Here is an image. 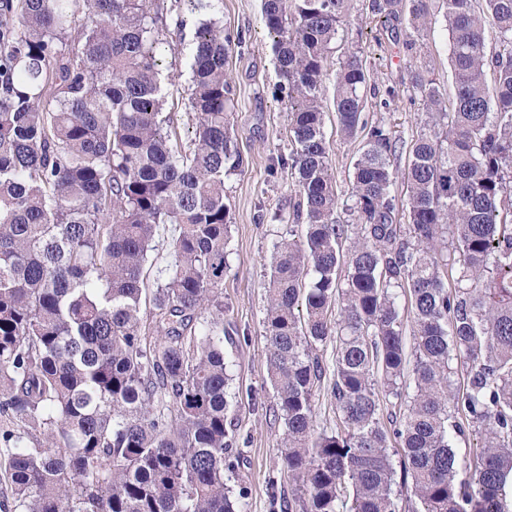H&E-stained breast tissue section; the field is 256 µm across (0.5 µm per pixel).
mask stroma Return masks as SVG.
I'll use <instances>...</instances> for the list:
<instances>
[{
	"label": "stroma",
	"mask_w": 512,
	"mask_h": 512,
	"mask_svg": "<svg viewBox=\"0 0 512 512\" xmlns=\"http://www.w3.org/2000/svg\"><path fill=\"white\" fill-rule=\"evenodd\" d=\"M164 6L165 31L159 52L169 76L164 83L166 109L172 112L177 131L184 137L190 124L185 112V47L193 39L197 16L188 10L187 0H165ZM261 10L262 0H223L225 32L242 37L241 44L232 47L228 72L236 92L234 135L245 163L242 173L225 181L231 217L229 269L223 288L224 326L232 338L224 346L232 377L228 417L242 450L229 484L245 490L247 512H284L283 503L292 496V484L280 455L284 426L275 412L267 376L262 321L273 244L288 233L287 225L274 220L273 214L288 206L292 178L290 169L277 163L280 155L290 151L287 114L279 99L280 77ZM179 18L184 21L180 27L175 24ZM410 31L408 19L384 27L369 12L368 0H350L344 39L329 61L330 67H337L345 49H363L370 85L395 91L387 105L380 97H368L365 115L369 122L391 128L407 144L428 120L410 83V57L405 49ZM422 42L432 78L445 93H452L448 31L439 0L429 4ZM325 131L338 194L344 200L363 141L337 134L332 115L327 118Z\"/></svg>",
	"instance_id": "stroma-1"
}]
</instances>
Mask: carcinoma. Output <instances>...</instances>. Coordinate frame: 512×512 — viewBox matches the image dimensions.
Returning a JSON list of instances; mask_svg holds the SVG:
<instances>
[{
  "mask_svg": "<svg viewBox=\"0 0 512 512\" xmlns=\"http://www.w3.org/2000/svg\"><path fill=\"white\" fill-rule=\"evenodd\" d=\"M348 2L262 4L288 112L281 166L295 177L279 219L304 228L275 243L265 283L268 377L295 484L286 508L512 512V0H443L453 96L412 72L429 121L402 201L401 138L365 119L358 52L339 62L336 128L365 133L343 220L321 85ZM222 5L193 4L185 142L164 113L158 0H0V414L20 423L0 432V454L21 512H244V490L225 479L241 450L227 421L224 180L243 158ZM369 9L386 24L407 13L419 34L428 0ZM161 224L178 234L147 326L143 271ZM328 340L330 434L315 428ZM468 433L480 451L465 459Z\"/></svg>",
  "mask_w": 512,
  "mask_h": 512,
  "instance_id": "1",
  "label": "carcinoma"
}]
</instances>
